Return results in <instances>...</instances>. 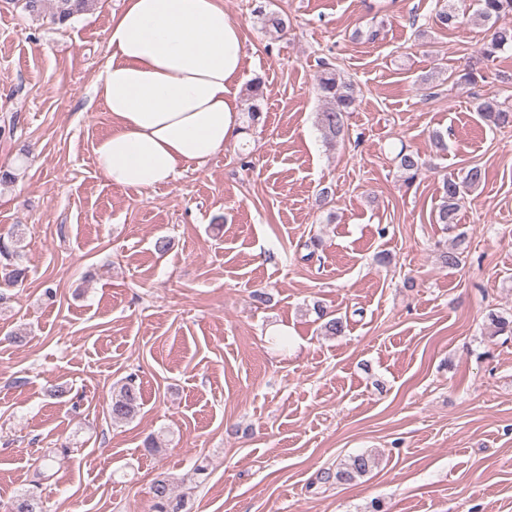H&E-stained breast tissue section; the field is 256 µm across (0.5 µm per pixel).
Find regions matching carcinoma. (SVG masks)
<instances>
[{
  "label": "carcinoma",
  "instance_id": "carcinoma-1",
  "mask_svg": "<svg viewBox=\"0 0 512 512\" xmlns=\"http://www.w3.org/2000/svg\"><path fill=\"white\" fill-rule=\"evenodd\" d=\"M94 0H53L50 19L63 25L76 14L92 7ZM465 0H438L439 9L435 14L437 23L443 27H455L462 23L466 12L459 9ZM475 21L486 26L485 41L481 50L484 61H491L498 54L512 50V24L505 19L512 17V0H474ZM258 19L264 29L283 33L288 28L287 20L277 12L258 10ZM318 89L324 99V109L318 114V127L324 140L332 144L348 132V114L355 111L357 91L355 85L340 76L331 67H326L318 78ZM262 96L261 82L248 85L247 117L252 123L258 121L260 108L256 100ZM476 111L482 118L496 127L512 125V108L503 106L494 96L477 99ZM404 184L412 185L421 175L426 161L421 155L407 148H401L394 158ZM483 179L482 170L469 168L458 178L448 176L443 179L439 203L434 209V219L438 224L450 226L457 223V213L468 192L479 186ZM23 236L12 232L4 237L0 235V285L8 288H22L27 280V268L21 263ZM313 310L322 321L321 330L325 336H340L348 327L347 319L335 316L320 304ZM492 335H512V315H490ZM142 398L135 378L129 377L114 390L108 412L113 422L122 423L132 420L140 411ZM375 466V458L369 453H360L349 457L335 473H327L340 483H351L369 474ZM152 512H186L187 495L175 491L174 481L165 473L158 474L150 488ZM12 512H43L37 496L27 491L16 499Z\"/></svg>",
  "mask_w": 512,
  "mask_h": 512
}]
</instances>
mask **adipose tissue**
I'll return each mask as SVG.
<instances>
[{"label": "adipose tissue", "mask_w": 512, "mask_h": 512, "mask_svg": "<svg viewBox=\"0 0 512 512\" xmlns=\"http://www.w3.org/2000/svg\"><path fill=\"white\" fill-rule=\"evenodd\" d=\"M107 42L95 92L113 129L94 157L112 186L169 183L239 138L244 46L223 0H123Z\"/></svg>", "instance_id": "1"}]
</instances>
